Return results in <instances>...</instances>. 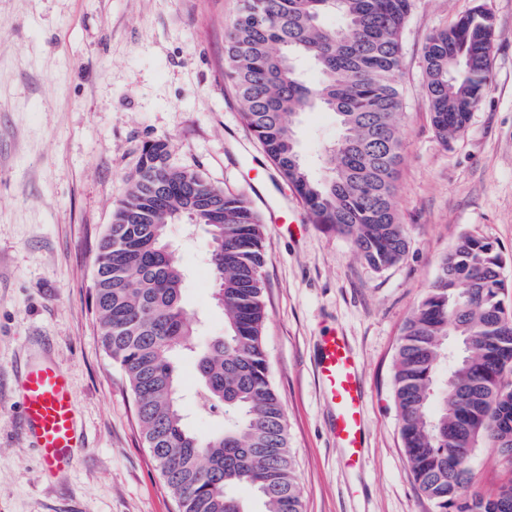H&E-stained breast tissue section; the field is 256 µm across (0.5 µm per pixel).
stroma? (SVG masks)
Instances as JSON below:
<instances>
[{"mask_svg":"<svg viewBox=\"0 0 512 512\" xmlns=\"http://www.w3.org/2000/svg\"><path fill=\"white\" fill-rule=\"evenodd\" d=\"M494 17L491 81L459 137L430 121L423 48L476 6ZM240 0H0V512H178L145 448L123 374L91 304L97 246L143 145L169 139L173 163L264 204L255 177H282L250 135L224 76V41ZM404 164L397 208L409 247L377 271L321 225L263 226L265 347L280 396L304 512H437L415 487L393 396L406 319L463 234L495 241L512 306V0H414L402 34ZM334 116L304 114L298 150L315 167ZM184 301L203 338L224 333L204 228L173 224ZM348 338L364 376L366 463L340 466L332 408L317 374L321 336ZM67 370L86 434L70 470L47 477L20 431L17 379L30 362ZM188 425L223 428L199 395L195 360L176 362ZM476 490L505 476L497 449L471 457Z\"/></svg>","mask_w":512,"mask_h":512,"instance_id":"obj_1","label":"stroma"}]
</instances>
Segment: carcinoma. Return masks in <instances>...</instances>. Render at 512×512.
<instances>
[{"label":"carcinoma","instance_id":"1","mask_svg":"<svg viewBox=\"0 0 512 512\" xmlns=\"http://www.w3.org/2000/svg\"><path fill=\"white\" fill-rule=\"evenodd\" d=\"M413 0H242L228 27L225 71L242 118L300 198L309 219L341 235L375 270L408 247L396 208L404 119L397 81L401 38ZM343 23L329 27L325 17ZM470 14L432 35L423 50L431 123L443 143L464 132L488 90L493 39ZM303 61L319 73L316 83ZM336 116L338 134L315 176L297 149L295 122L307 112ZM166 139L146 142L98 245L96 323L105 351L126 378L144 443L179 512H303L280 397L264 346L261 216L199 172L170 162ZM218 215L196 210V203ZM185 220L209 234L214 299L224 336L202 341L183 302L184 273L168 226ZM506 263L491 240L464 234L405 321L394 365V400L417 490L438 512H497L512 501L508 475L489 493L471 489L479 441L512 438V311ZM196 362L200 392L224 428L192 431L179 403L175 360ZM245 486L252 499L232 493Z\"/></svg>","mask_w":512,"mask_h":512}]
</instances>
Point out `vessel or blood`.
Masks as SVG:
<instances>
[{
  "label": "vessel or blood",
  "mask_w": 512,
  "mask_h": 512,
  "mask_svg": "<svg viewBox=\"0 0 512 512\" xmlns=\"http://www.w3.org/2000/svg\"><path fill=\"white\" fill-rule=\"evenodd\" d=\"M318 377L333 405L336 446L348 466H359L365 433L361 368L341 334L322 337ZM19 408L46 471L54 474L71 467L81 434L72 385L63 369L53 362L29 366L20 383Z\"/></svg>",
  "instance_id": "1"
}]
</instances>
